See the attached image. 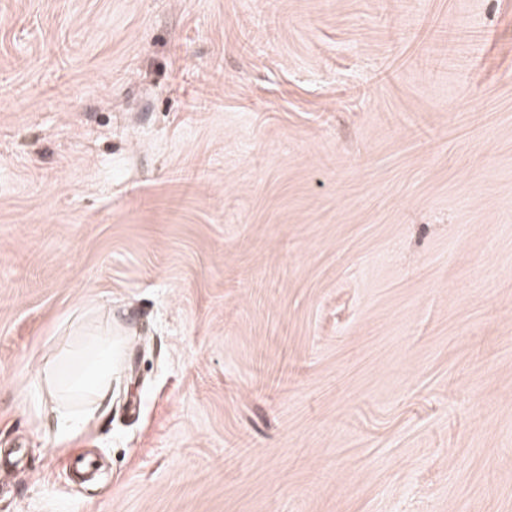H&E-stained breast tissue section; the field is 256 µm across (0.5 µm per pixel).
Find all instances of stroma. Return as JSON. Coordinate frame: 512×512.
<instances>
[{
  "label": "stroma",
  "mask_w": 512,
  "mask_h": 512,
  "mask_svg": "<svg viewBox=\"0 0 512 512\" xmlns=\"http://www.w3.org/2000/svg\"><path fill=\"white\" fill-rule=\"evenodd\" d=\"M1 471L0 512H512V0H0ZM82 366L70 378L66 389L68 398L81 395L89 401L86 408L74 409L57 404L47 418L54 425L56 436L69 440L73 434L86 429L106 407L112 397V376L118 369L120 351L112 346V333L108 336H91L82 347Z\"/></svg>",
  "instance_id": "stroma-1"
}]
</instances>
